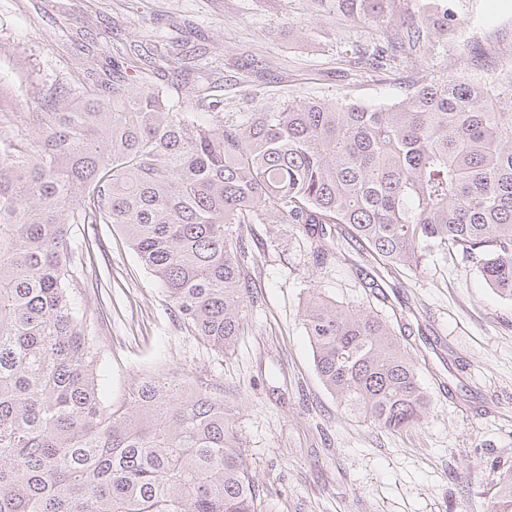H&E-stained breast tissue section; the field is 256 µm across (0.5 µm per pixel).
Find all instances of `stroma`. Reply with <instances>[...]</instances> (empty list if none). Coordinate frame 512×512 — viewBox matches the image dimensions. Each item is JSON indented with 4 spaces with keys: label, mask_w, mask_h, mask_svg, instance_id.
Masks as SVG:
<instances>
[{
    "label": "stroma",
    "mask_w": 512,
    "mask_h": 512,
    "mask_svg": "<svg viewBox=\"0 0 512 512\" xmlns=\"http://www.w3.org/2000/svg\"><path fill=\"white\" fill-rule=\"evenodd\" d=\"M460 35L366 65L418 19L419 0H390L384 24L337 0H0V110L15 125L50 95L82 93L107 60L136 61L134 83L175 97L206 92L228 112L288 100L371 107L426 81L482 64H512V0H451ZM191 51L212 73L181 70ZM252 296L234 348L187 330L159 281L109 224L84 256L80 303L96 317L105 406L160 371L207 381L223 398L262 497V512H491L512 472V300L498 297L458 252L365 285L379 264L361 245L318 239L302 224H249ZM328 252L316 258L319 244ZM377 313L402 337L430 398L422 425L391 432L346 414L321 384L302 314L312 294Z\"/></svg>",
    "instance_id": "35a3bbf8"
}]
</instances>
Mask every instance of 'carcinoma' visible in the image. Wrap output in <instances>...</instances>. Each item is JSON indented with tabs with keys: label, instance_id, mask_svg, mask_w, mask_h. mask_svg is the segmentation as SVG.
I'll return each mask as SVG.
<instances>
[{
	"label": "carcinoma",
	"instance_id": "obj_1",
	"mask_svg": "<svg viewBox=\"0 0 512 512\" xmlns=\"http://www.w3.org/2000/svg\"><path fill=\"white\" fill-rule=\"evenodd\" d=\"M380 2L338 0L374 23ZM459 25L441 3L391 50L446 43ZM188 107L114 70L33 113L38 130L0 138V512H261L205 382L147 375L103 405L74 224L119 228L184 326L221 352L249 301L243 224H329L391 271L455 249L512 300V66L425 82L383 108L300 100L226 115L201 96ZM303 321L345 412L376 429L423 424L429 397L386 321L317 294ZM494 512H512V475Z\"/></svg>",
	"mask_w": 512,
	"mask_h": 512
}]
</instances>
